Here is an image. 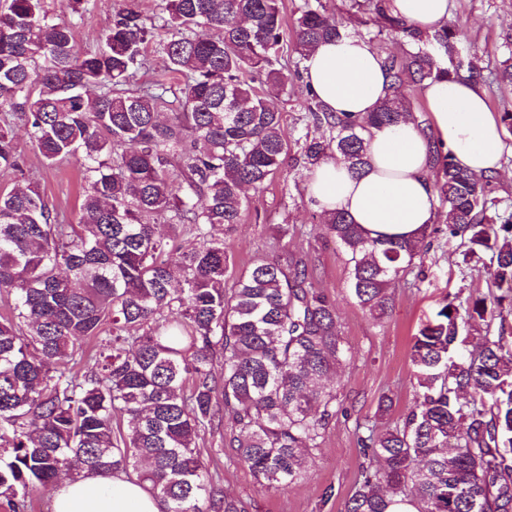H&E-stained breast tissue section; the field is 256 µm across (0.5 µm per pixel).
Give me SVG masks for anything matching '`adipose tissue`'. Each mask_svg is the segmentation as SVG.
<instances>
[{
	"instance_id": "1",
	"label": "adipose tissue",
	"mask_w": 512,
	"mask_h": 512,
	"mask_svg": "<svg viewBox=\"0 0 512 512\" xmlns=\"http://www.w3.org/2000/svg\"><path fill=\"white\" fill-rule=\"evenodd\" d=\"M449 0H389V11L423 33L448 23ZM305 82L331 112L375 111L390 92L384 58L369 41L346 34L322 43L305 61ZM435 138L455 162L477 174L502 168V128L474 80L435 79L425 86ZM429 142L414 120L374 130L369 161L351 172L337 160L315 165L307 194L322 211H342L371 236L417 238L437 219L429 179ZM54 512H162L142 484L122 473L88 468L64 479Z\"/></svg>"
}]
</instances>
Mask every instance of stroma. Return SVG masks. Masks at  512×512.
<instances>
[{
	"label": "stroma",
	"mask_w": 512,
	"mask_h": 512,
	"mask_svg": "<svg viewBox=\"0 0 512 512\" xmlns=\"http://www.w3.org/2000/svg\"><path fill=\"white\" fill-rule=\"evenodd\" d=\"M125 0H45L50 16L70 22L77 42L85 48L105 45L113 13ZM449 24L461 34V46L482 74L495 70L512 50L503 44L512 31V0H450ZM307 96L303 81L282 90L267 88L266 98L281 116V132L290 149L267 186L246 189L242 221L228 249L234 272L245 270L260 258H275L279 247L277 225L290 227L288 249L314 268L320 288L336 307L341 334L349 349L348 359L334 379L339 401L319 448L304 476L290 488L276 490L260 485L231 448L224 435L231 422L216 420L212 431L198 442L201 457L211 472L220 475L227 496L239 500L245 512H345V505L367 460L358 441L357 426L370 422L384 429L402 424L415 398L409 351L420 324L433 318L456 297L459 303L495 291L489 260L463 267L457 241L437 232L421 249L425 278L400 277L393 286L394 304L381 321H374L352 297L348 270L334 242L319 234L320 211L307 198L308 168L301 159L304 135L323 130L306 119ZM15 139L21 154V171L0 170V193L31 179L51 210L66 223H78L83 200V173L77 161L45 167L23 129ZM389 397L388 409H380L381 397Z\"/></svg>",
	"instance_id": "1"
}]
</instances>
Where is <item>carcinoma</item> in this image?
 Masks as SVG:
<instances>
[{
  "instance_id": "cac0c4a2",
  "label": "carcinoma",
  "mask_w": 512,
  "mask_h": 512,
  "mask_svg": "<svg viewBox=\"0 0 512 512\" xmlns=\"http://www.w3.org/2000/svg\"><path fill=\"white\" fill-rule=\"evenodd\" d=\"M162 2L160 26L133 7L116 12L105 50L78 46L44 0H7L0 11V169H20V123L45 166L77 158L85 182L77 225L58 223L31 181L0 195V292L14 296L13 315L0 320V500L9 512H28L39 488L84 467L136 477L163 512H242L196 452L206 428L229 415L228 447L257 482L286 489L336 415L326 380L346 349L313 270L283 245L229 286L226 241L241 223V188L263 189L287 149L263 86L284 89L299 68L277 51L304 60L345 26L320 2L291 26L281 0ZM361 7L402 46L385 58L391 93L365 115L307 105L331 133L305 138L311 167L337 158L360 171L367 135L411 116L413 91L480 77L452 26L423 34L387 0ZM158 28L165 67L131 92L124 85L149 69L145 48ZM175 103L180 111L159 120ZM435 165L448 239L460 240L465 262L491 252L505 292L450 300L420 325L414 406L403 425L360 438L369 465L346 512H388L395 497L417 512H512V349L504 331L487 329L462 350L463 332L512 300V212L487 225L495 176L440 150ZM186 227L199 241L188 251L177 244ZM320 230L346 254L352 294L376 321L393 306L391 283L414 270L436 232L374 238L341 211L322 214ZM78 354L81 374L71 370ZM118 416L126 429L113 425Z\"/></svg>"
}]
</instances>
